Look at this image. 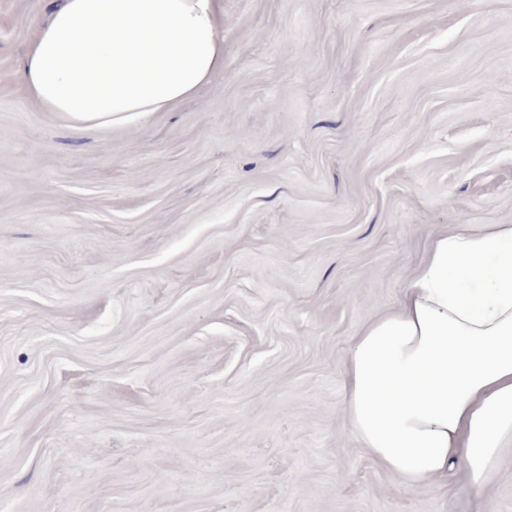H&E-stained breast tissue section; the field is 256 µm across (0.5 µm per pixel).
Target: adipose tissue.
I'll return each instance as SVG.
<instances>
[{
  "label": "adipose tissue",
  "mask_w": 512,
  "mask_h": 512,
  "mask_svg": "<svg viewBox=\"0 0 512 512\" xmlns=\"http://www.w3.org/2000/svg\"><path fill=\"white\" fill-rule=\"evenodd\" d=\"M37 28L24 91L75 131L173 111L224 69L222 0H56ZM342 372L350 433L406 486L456 464L485 485L512 442V224L430 237Z\"/></svg>",
  "instance_id": "obj_1"
}]
</instances>
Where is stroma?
Listing matches in <instances>:
<instances>
[{"label": "stroma", "mask_w": 512, "mask_h": 512, "mask_svg": "<svg viewBox=\"0 0 512 512\" xmlns=\"http://www.w3.org/2000/svg\"><path fill=\"white\" fill-rule=\"evenodd\" d=\"M224 74L76 132L0 0V512H512L403 486L341 364L426 239L512 224V0H223Z\"/></svg>", "instance_id": "stroma-1"}]
</instances>
